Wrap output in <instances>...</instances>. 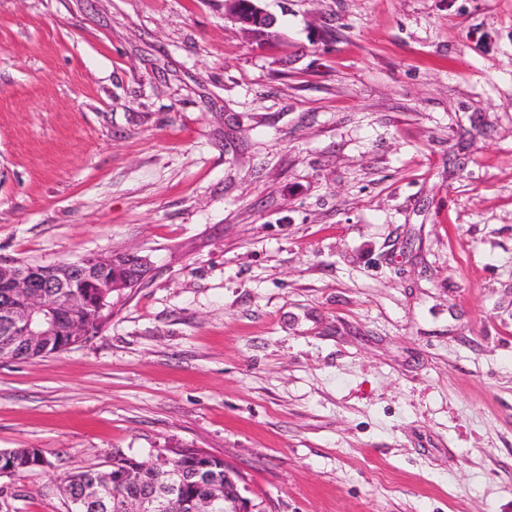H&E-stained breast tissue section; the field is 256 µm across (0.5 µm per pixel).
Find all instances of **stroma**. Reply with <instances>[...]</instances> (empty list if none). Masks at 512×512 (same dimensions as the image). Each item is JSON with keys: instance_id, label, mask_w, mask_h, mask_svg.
I'll return each mask as SVG.
<instances>
[{"instance_id": "1", "label": "stroma", "mask_w": 512, "mask_h": 512, "mask_svg": "<svg viewBox=\"0 0 512 512\" xmlns=\"http://www.w3.org/2000/svg\"><path fill=\"white\" fill-rule=\"evenodd\" d=\"M0 0V264L136 251L0 360V512L201 448L261 512H512V0ZM260 2L261 0H225L224 12L247 36L268 38L273 34L275 19ZM38 452L43 451L40 448H12L0 450L1 474H10L12 470L13 474L19 475L33 470L29 467L30 460L32 456L36 457Z\"/></svg>"}]
</instances>
